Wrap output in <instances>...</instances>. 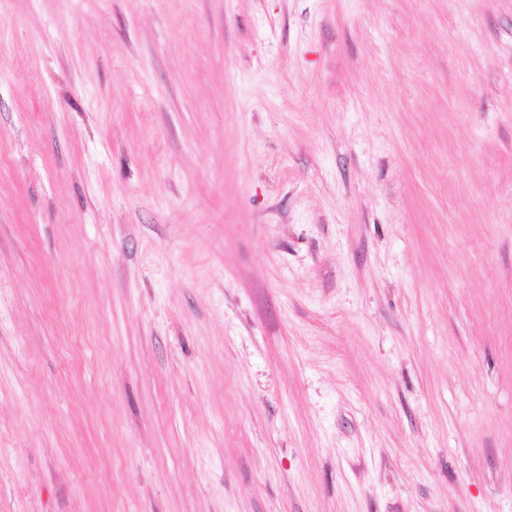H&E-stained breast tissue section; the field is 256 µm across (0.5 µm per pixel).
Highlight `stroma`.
<instances>
[{"label": "stroma", "mask_w": 512, "mask_h": 512, "mask_svg": "<svg viewBox=\"0 0 512 512\" xmlns=\"http://www.w3.org/2000/svg\"><path fill=\"white\" fill-rule=\"evenodd\" d=\"M0 512H512V0H0Z\"/></svg>", "instance_id": "1"}]
</instances>
